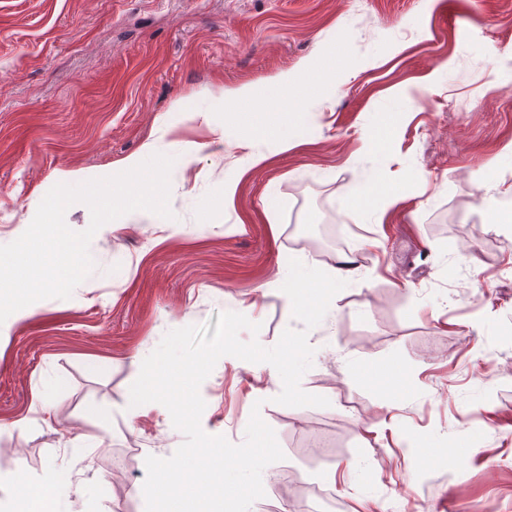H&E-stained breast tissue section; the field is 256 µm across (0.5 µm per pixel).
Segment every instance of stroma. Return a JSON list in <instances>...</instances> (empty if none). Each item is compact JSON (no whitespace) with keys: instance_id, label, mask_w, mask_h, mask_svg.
Returning a JSON list of instances; mask_svg holds the SVG:
<instances>
[{"instance_id":"stroma-1","label":"stroma","mask_w":512,"mask_h":512,"mask_svg":"<svg viewBox=\"0 0 512 512\" xmlns=\"http://www.w3.org/2000/svg\"><path fill=\"white\" fill-rule=\"evenodd\" d=\"M285 73L306 90L224 102ZM149 140L179 157L172 218L102 226L72 296L0 344V512L35 477L48 512H144L146 457L184 441L163 405H129L144 359L224 311L274 346L303 328L267 287L281 256L324 270L345 250L358 273L301 380L329 406L275 404V368L233 356L200 387L206 433L243 442L256 407L285 454L250 512L315 492L512 512V0H0L1 245L68 174L111 175ZM370 180L394 199L351 208ZM327 220L342 242L312 255L303 230Z\"/></svg>"}]
</instances>
